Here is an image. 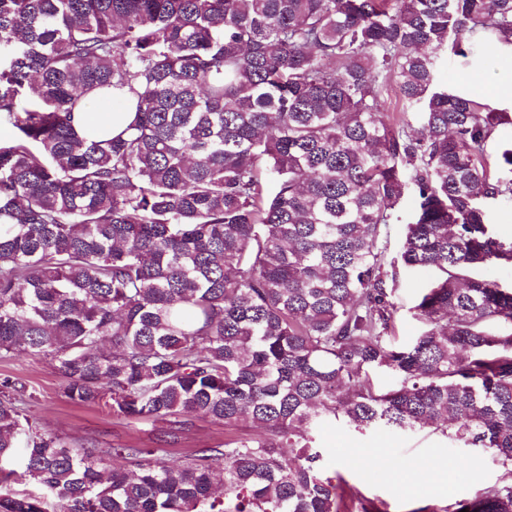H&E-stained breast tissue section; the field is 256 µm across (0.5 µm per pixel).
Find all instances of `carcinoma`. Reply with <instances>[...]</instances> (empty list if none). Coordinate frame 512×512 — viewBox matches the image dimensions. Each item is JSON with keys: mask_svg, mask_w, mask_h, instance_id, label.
<instances>
[{"mask_svg": "<svg viewBox=\"0 0 512 512\" xmlns=\"http://www.w3.org/2000/svg\"><path fill=\"white\" fill-rule=\"evenodd\" d=\"M494 44L512 51V0H0V352L170 443L200 416L262 429L181 465L71 448L5 376L0 512H378L325 471L336 421L512 474V286L481 274L512 265L490 223L512 144L488 152L512 115L436 81L442 54ZM124 87L131 124L81 135L88 94ZM399 268L432 273L401 347ZM463 509L512 512V482L441 512Z\"/></svg>", "mask_w": 512, "mask_h": 512, "instance_id": "carcinoma-1", "label": "carcinoma"}]
</instances>
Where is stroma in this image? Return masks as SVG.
Masks as SVG:
<instances>
[{
	"mask_svg": "<svg viewBox=\"0 0 512 512\" xmlns=\"http://www.w3.org/2000/svg\"><path fill=\"white\" fill-rule=\"evenodd\" d=\"M504 78L492 55L470 69L461 68L451 56L437 72L438 82L468 91L477 86L490 87ZM429 280L425 272H400L394 297L396 344H407L422 332L412 307ZM5 375L33 392L28 410L40 430L73 448L148 446L158 449L166 461L178 463L193 449L222 443L230 432L222 423L198 417L178 443L168 444L162 440L166 423H130L113 417L107 408L70 401L64 394L62 376L48 359L0 354V377ZM318 445L325 467L339 472L380 512H416L426 506L438 512L455 501L475 497L490 485L512 480V475L490 457L450 447L444 437L426 429L360 435L330 425L321 433Z\"/></svg>",
	"mask_w": 512,
	"mask_h": 512,
	"instance_id": "obj_1",
	"label": "stroma"
}]
</instances>
